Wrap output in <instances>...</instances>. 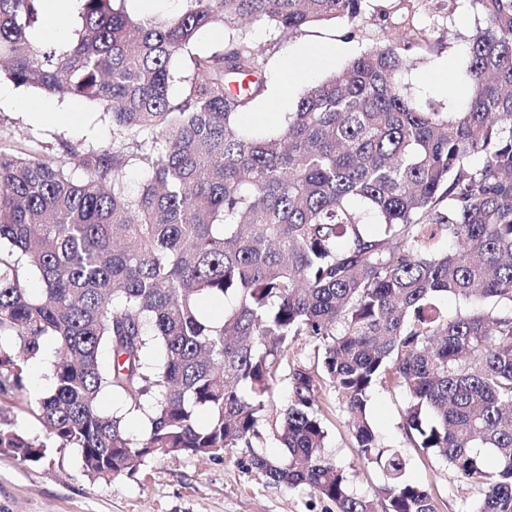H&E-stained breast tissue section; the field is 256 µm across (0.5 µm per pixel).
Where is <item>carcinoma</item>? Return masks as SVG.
<instances>
[{
  "mask_svg": "<svg viewBox=\"0 0 512 512\" xmlns=\"http://www.w3.org/2000/svg\"><path fill=\"white\" fill-rule=\"evenodd\" d=\"M114 2L79 0L56 45L33 38L44 0H0V75L112 117L110 144L0 145V400L55 344L43 438L0 422V452L36 463L75 448L104 482L162 456L221 459L260 438L286 380L288 459L250 458L266 483L335 512H437L367 418L382 387L405 395L413 447L479 490L469 512H512V0H469L468 97L448 112L401 84L441 18L433 0H418L427 23L369 21L367 0H189L164 20ZM336 19L388 38L309 85L284 124L249 120L264 57L244 25L293 35ZM216 25L224 51L194 57L173 102L172 61ZM130 166L146 174L134 195ZM226 300L219 318L204 309ZM301 338L313 370L294 363ZM325 384L383 475L370 498L324 453ZM106 392L151 410L143 438L100 409Z\"/></svg>",
  "mask_w": 512,
  "mask_h": 512,
  "instance_id": "carcinoma-1",
  "label": "carcinoma"
}]
</instances>
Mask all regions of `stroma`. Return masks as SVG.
I'll return each instance as SVG.
<instances>
[{
  "instance_id": "35a3bbf8",
  "label": "stroma",
  "mask_w": 512,
  "mask_h": 512,
  "mask_svg": "<svg viewBox=\"0 0 512 512\" xmlns=\"http://www.w3.org/2000/svg\"><path fill=\"white\" fill-rule=\"evenodd\" d=\"M477 24L478 16L468 0H454L448 20L435 30L430 47L418 52L414 66L403 76L404 89L411 98L444 112L464 103L468 92L466 40ZM247 35L265 58L266 91L253 105L254 111L263 112L280 89L284 59L301 55L310 45H339L336 57L313 74V81L318 82L345 67L371 44L384 41L388 33L368 25L352 36L347 22L331 21L312 25L292 37L269 23L253 25ZM227 41L224 28L205 30L174 60L172 99L181 97L182 80L190 73L192 58L222 52ZM442 61L448 64V80L433 82L432 75ZM13 94L10 104L0 106L1 145L16 146L31 138L57 153L65 142L82 145L112 139L111 118L96 103L61 96L58 104L77 112L76 123L37 122L24 105L38 98V91L17 87ZM50 386L46 369L39 364L33 366L22 396L0 405V420L27 437L41 436L32 394ZM287 399L288 385L283 382L273 391L264 416L263 436L253 441L250 452L217 460L160 457L139 467L134 475L123 474L108 483L92 481L72 448L52 449L34 464L0 452V512H334L331 504L311 491L268 485L248 466L253 453L284 459L286 451L276 440L275 431ZM404 405L403 394L381 388L372 392L367 416L382 445L400 449L409 458V477L429 488L438 512H469L478 490L466 485L444 461L424 455L407 441L401 427ZM327 431L325 455L350 473L353 494L371 495L382 477L376 469L361 464L341 408L335 407L330 414Z\"/></svg>"
}]
</instances>
